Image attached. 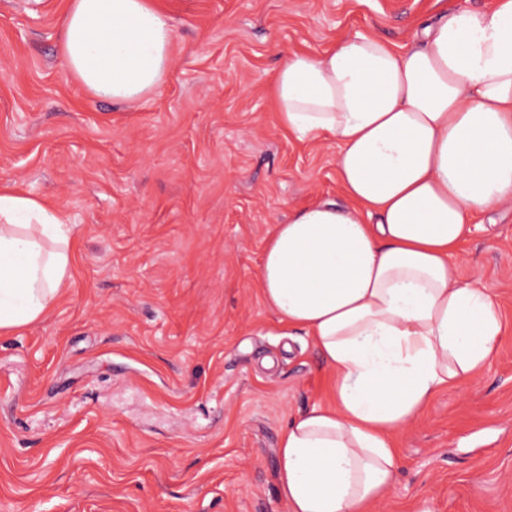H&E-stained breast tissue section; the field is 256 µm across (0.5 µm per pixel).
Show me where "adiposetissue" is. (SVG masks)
<instances>
[{"instance_id": "1", "label": "adipose tissue", "mask_w": 512, "mask_h": 512, "mask_svg": "<svg viewBox=\"0 0 512 512\" xmlns=\"http://www.w3.org/2000/svg\"><path fill=\"white\" fill-rule=\"evenodd\" d=\"M175 31L150 0H71L63 57L93 95L132 105L171 67ZM281 126L336 140L347 205L273 225L260 285L278 321L312 339L331 401L279 438L287 512H374L400 468L396 433L481 371L504 321L480 279L449 266L475 216L512 203V0L446 11L415 46L355 33L273 77ZM75 226L0 188V334L43 320L67 288Z\"/></svg>"}]
</instances>
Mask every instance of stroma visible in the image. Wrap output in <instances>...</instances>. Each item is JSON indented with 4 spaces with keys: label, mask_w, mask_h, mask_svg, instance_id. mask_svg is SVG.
Listing matches in <instances>:
<instances>
[{
    "label": "stroma",
    "mask_w": 512,
    "mask_h": 512,
    "mask_svg": "<svg viewBox=\"0 0 512 512\" xmlns=\"http://www.w3.org/2000/svg\"><path fill=\"white\" fill-rule=\"evenodd\" d=\"M69 3L0 0V184L76 226L68 288L0 335V512H286L279 436L328 372L265 305L262 249L292 210L346 199L335 141L279 127L273 75L291 51L411 45L442 9L497 0H157L172 67L133 107L70 72ZM450 263L494 290L506 332L400 431L375 512H512V204Z\"/></svg>",
    "instance_id": "1"
}]
</instances>
